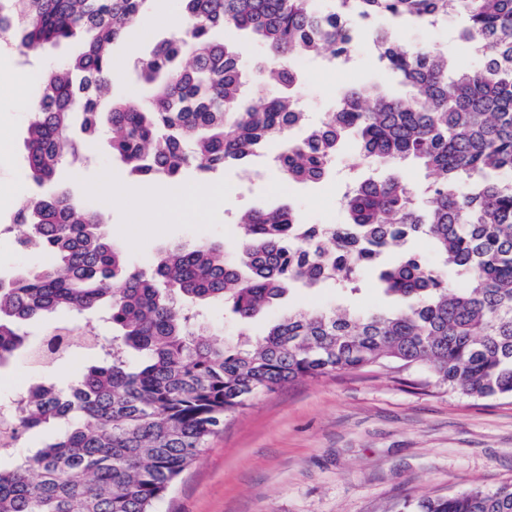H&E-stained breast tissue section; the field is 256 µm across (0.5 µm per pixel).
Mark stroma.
Segmentation results:
<instances>
[{
    "instance_id": "stroma-1",
    "label": "stroma",
    "mask_w": 512,
    "mask_h": 512,
    "mask_svg": "<svg viewBox=\"0 0 512 512\" xmlns=\"http://www.w3.org/2000/svg\"><path fill=\"white\" fill-rule=\"evenodd\" d=\"M181 0H150L139 21L112 46L124 61L113 85L117 98L145 96L148 87L139 68L155 46L171 35L155 24L163 9ZM461 16L452 14L444 26L426 29L387 16L353 25L354 42L347 62L336 66L305 60L304 78L296 90L308 126L319 124L335 109L343 91L365 85L396 95L410 88L377 61L374 29L386 28L409 44L436 47L453 68H477L481 55L460 39ZM218 39L233 43L245 65L246 97L271 96L264 79V52L248 34L227 29ZM82 48L72 39L33 56L10 45L0 46V275L32 263L17 246L22 233L13 217L23 199L35 193L24 164L28 114L20 110L4 76L16 71L30 78L25 96L37 92L33 77ZM369 164L358 145L346 143L336 157L335 173L320 184L284 182L270 156L252 158L246 170L231 168L201 176L189 171L179 185L155 183L141 190L120 158L109 156L99 143L88 166L59 169L61 189L81 202L102 203V220L131 265L150 268L168 247L208 243L234 254L238 222L252 208L289 206L306 224H345L342 203L350 174ZM110 180L115 198L104 202L98 187ZM221 197H214L213 187ZM157 196L153 223H143V194ZM395 299L380 290L373 272L361 289L345 294L329 285L295 287L274 307L241 326L230 310L204 309L206 327L222 334L227 345L250 344L267 326L291 311L349 308L357 312L396 309ZM512 484V399L475 400L449 392L423 371L381 370L335 374L288 384L256 396L229 417L211 438L204 454L184 471L160 512H397L407 499L445 495L464 487L494 489Z\"/></svg>"
}]
</instances>
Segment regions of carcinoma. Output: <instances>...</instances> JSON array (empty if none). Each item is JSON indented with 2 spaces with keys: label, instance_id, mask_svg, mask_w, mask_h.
<instances>
[{
  "label": "carcinoma",
  "instance_id": "1",
  "mask_svg": "<svg viewBox=\"0 0 512 512\" xmlns=\"http://www.w3.org/2000/svg\"><path fill=\"white\" fill-rule=\"evenodd\" d=\"M149 0H0V34L24 53L81 37L84 50L53 66L30 112L25 165L42 192L15 215L23 251L48 261L0 275V368L53 354L46 367L88 348L96 364L65 385L37 381L0 403V512H159L180 475L224 420L252 399L299 380L390 365L422 368L448 391L512 399V0H183V23L143 62L145 99H115L112 44ZM460 12L482 64L448 76L447 55L375 32L379 60L411 93L352 86L307 134L296 61L347 56L348 19L388 15L434 26ZM248 32L267 56L278 93L243 107L238 51L214 38ZM110 133L112 154L142 185L238 168L278 146L290 183L329 179L355 141L382 168L417 163L432 178L418 192L402 175L358 179L343 195L347 224H302L287 207L241 217L236 258L209 244L173 246L136 268L99 214L58 189L88 143ZM426 237L464 282L448 287L408 243ZM375 270L396 311H295L253 344L226 346L192 304L229 305L247 322L294 283L359 287ZM121 287H114L115 283ZM65 310L101 314L111 329L87 347L73 328L33 341L22 327ZM43 444L15 454L23 438ZM402 512H512V485L467 488L404 503Z\"/></svg>",
  "mask_w": 512,
  "mask_h": 512
}]
</instances>
